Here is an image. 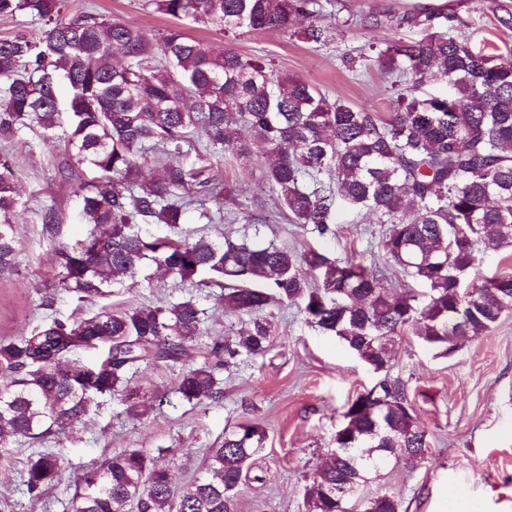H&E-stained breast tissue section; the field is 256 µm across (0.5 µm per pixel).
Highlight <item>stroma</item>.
<instances>
[{"mask_svg":"<svg viewBox=\"0 0 512 512\" xmlns=\"http://www.w3.org/2000/svg\"><path fill=\"white\" fill-rule=\"evenodd\" d=\"M419 0H317L315 9L331 27L327 41L314 43L279 32H249L235 38L184 22L186 33L213 51L232 47L263 57L274 70L293 73L319 88L330 100L375 112H392L404 83L383 74L376 56L386 43L422 34L415 15ZM447 18L437 31L467 39L487 54H512V0H434ZM68 13L84 10L113 20L135 22L148 36L172 27V18L142 0H66ZM6 150L18 167L19 205L15 213L17 255L14 269L0 275V339L17 336L45 316L77 319L100 307L128 309L160 306L193 298L204 311V341L244 329V321L225 312L218 287L174 285L156 268L112 289L99 301L81 302L60 290L57 252L82 238L87 227L77 218L76 189L87 168L64 166L62 136L45 141L22 131ZM266 160L224 157L216 167L230 191L219 224L199 221L189 210L183 233L190 239L261 237L304 252L315 248L333 258L349 256L383 273L395 292L408 282L378 247L383 225L370 223L343 204H335L336 235L318 240L280 212L265 177ZM60 215V232L43 234L41 215ZM53 293V308L43 297ZM274 331L269 351L247 358L223 375L224 400L186 403L172 393L179 367L147 365L129 387L149 407L140 420L123 412L120 397L97 398L89 416L58 435L40 441L20 439L0 448V512H70L71 486L51 487L42 496L24 485L29 456L51 453L83 472L113 453L137 448L172 470L176 485L201 476L205 449L217 447L225 427L244 421L266 431L265 450L255 460L258 478L243 486L238 512H304L305 487L323 464L348 400L376 381L360 360L335 337L309 325L297 306H271ZM392 375L407 384L419 422L431 437L427 461L388 466L363 492L393 493L403 512H439L445 498L463 494L460 512H512V313L491 331L462 340L451 356L439 357L407 336L399 343Z\"/></svg>","mask_w":512,"mask_h":512,"instance_id":"35a3bbf8","label":"stroma"}]
</instances>
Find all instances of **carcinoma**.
<instances>
[{
	"label": "carcinoma",
	"instance_id": "obj_1",
	"mask_svg": "<svg viewBox=\"0 0 512 512\" xmlns=\"http://www.w3.org/2000/svg\"><path fill=\"white\" fill-rule=\"evenodd\" d=\"M313 0H147L178 21L225 34L278 31L318 42ZM66 0H0V17L29 14L38 33L0 38V141L27 128L49 140L65 129L71 159L96 177L78 187L79 219L90 226L59 251V286L93 302L146 266L179 283L224 290V308L250 317L247 329L206 345L196 341L203 310L193 299L165 307L101 311L79 321L49 317L0 340V448L37 440L87 415L95 398L122 393L126 416L146 408L128 389L139 365L181 367L174 392L188 402L224 399L222 375L267 350L272 323L258 316L276 302L336 337L379 375L342 413L324 467L305 488V512H402L387 491L360 488L390 462L427 459L431 443L407 384L391 376L398 340L413 336L444 357L466 336L492 329L512 310V272L481 274L479 255L512 251V61L474 51L464 38L427 30L379 50L385 74L410 85L385 116L330 101L301 77L260 57L220 53L173 26L148 37L130 23ZM308 18L297 26L298 18ZM445 95L422 96L426 82ZM206 139L239 160L265 157L270 190L288 220L321 238L335 234L336 195L387 228L379 242L416 287L395 294L383 276L352 259L298 254L273 241L179 238L195 198L214 224L224 218V181L208 156L183 157ZM160 170L135 177L147 158ZM17 169L0 154V274L15 264ZM161 224L169 232L154 235ZM469 312L451 325L456 304ZM94 353V375L80 355ZM266 431L251 422L224 430L206 450L205 475L177 487L171 469L124 449L83 477L71 512H237L250 462ZM66 464L50 453L27 461V488L62 483Z\"/></svg>",
	"mask_w": 512,
	"mask_h": 512
}]
</instances>
